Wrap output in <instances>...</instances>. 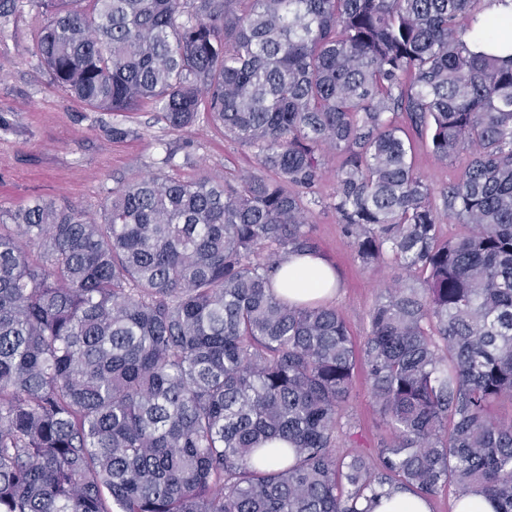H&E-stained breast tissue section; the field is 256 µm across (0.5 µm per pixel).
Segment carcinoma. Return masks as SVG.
<instances>
[{
	"mask_svg": "<svg viewBox=\"0 0 512 512\" xmlns=\"http://www.w3.org/2000/svg\"><path fill=\"white\" fill-rule=\"evenodd\" d=\"M35 54L87 106L200 112L254 151L232 185L159 173L100 218L0 210V512H359L454 487L512 512V55L485 0H35ZM446 165L436 192L415 140ZM326 206L385 289L361 348L272 289ZM462 225L443 237L442 223ZM389 437L340 453L356 368ZM279 440L286 448H267ZM489 2V4H488ZM484 12L480 17V24L483 27L486 20L493 18L508 17L510 18V28L507 32L502 33L489 40L481 35H477L471 39L469 46L472 51L485 52L501 57H507L512 53V1H487ZM466 160V154L463 153L455 161L448 163V166H441L433 160L425 142L418 146L417 169L436 192L460 175Z\"/></svg>",
	"mask_w": 512,
	"mask_h": 512,
	"instance_id": "1",
	"label": "carcinoma"
}]
</instances>
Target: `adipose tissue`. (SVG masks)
<instances>
[{
	"mask_svg": "<svg viewBox=\"0 0 512 512\" xmlns=\"http://www.w3.org/2000/svg\"><path fill=\"white\" fill-rule=\"evenodd\" d=\"M330 265L319 256L291 255L284 259L274 276L276 288L294 302H309L332 296V289L323 287V280H335Z\"/></svg>",
	"mask_w": 512,
	"mask_h": 512,
	"instance_id": "adipose-tissue-1",
	"label": "adipose tissue"
}]
</instances>
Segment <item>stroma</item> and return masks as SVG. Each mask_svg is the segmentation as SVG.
I'll return each mask as SVG.
<instances>
[{"label": "stroma", "mask_w": 512, "mask_h": 512, "mask_svg": "<svg viewBox=\"0 0 512 512\" xmlns=\"http://www.w3.org/2000/svg\"><path fill=\"white\" fill-rule=\"evenodd\" d=\"M42 23L28 6L0 16V117L10 124L0 130V208L46 198L99 214L108 191L156 171L167 146L177 151L168 170L177 179L207 175L233 183L253 167L252 152L213 125L177 131L148 103L116 119L71 98L51 83L34 54ZM116 120L129 129L128 138L113 139ZM313 233L340 283L332 303L343 311L351 336L362 341L381 290L402 272L394 265L376 273L365 269L330 209L314 207ZM341 414L354 429L339 438V450L371 452L389 435L364 378L356 379Z\"/></svg>", "instance_id": "obj_1"}]
</instances>
